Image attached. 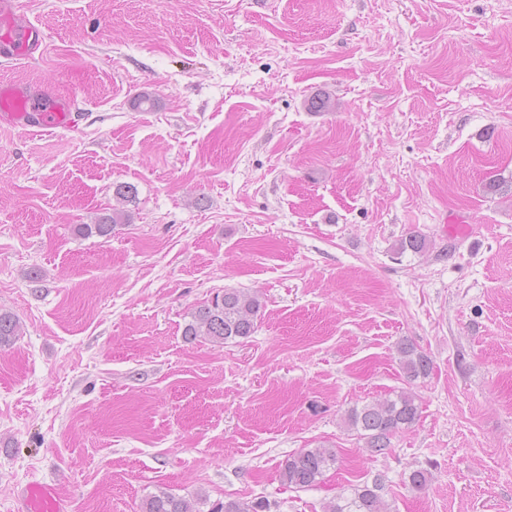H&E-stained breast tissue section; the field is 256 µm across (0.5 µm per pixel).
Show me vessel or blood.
Returning a JSON list of instances; mask_svg holds the SVG:
<instances>
[{"instance_id": "obj_1", "label": "vessel or blood", "mask_w": 512, "mask_h": 512, "mask_svg": "<svg viewBox=\"0 0 512 512\" xmlns=\"http://www.w3.org/2000/svg\"><path fill=\"white\" fill-rule=\"evenodd\" d=\"M0 57L31 58L46 43L43 30L17 10L16 0H0ZM77 112L73 96L43 83L0 82V127L69 129ZM19 512H63L62 500L48 483L25 486Z\"/></svg>"}]
</instances>
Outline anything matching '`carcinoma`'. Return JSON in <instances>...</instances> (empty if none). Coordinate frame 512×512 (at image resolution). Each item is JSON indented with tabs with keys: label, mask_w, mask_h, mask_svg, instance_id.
Returning <instances> with one entry per match:
<instances>
[{
	"label": "carcinoma",
	"mask_w": 512,
	"mask_h": 512,
	"mask_svg": "<svg viewBox=\"0 0 512 512\" xmlns=\"http://www.w3.org/2000/svg\"><path fill=\"white\" fill-rule=\"evenodd\" d=\"M135 186L128 183L115 185L110 212L96 218L92 224L76 225L81 236L108 237L118 224L127 218L126 205L135 197ZM263 308L261 296L256 292L226 288L199 305L190 313L183 335L188 340L203 338L213 344L247 338L257 327ZM21 331L17 314L0 310V349L10 346ZM399 363L410 380L426 378L432 371L431 359L413 343L403 341L396 347ZM419 417L416 395L400 391L393 399H377L360 407H353L345 415V424L363 440L364 447L373 454H382L390 446V437L411 427ZM336 463V451L324 446L303 449L289 455L279 465L281 482L302 489L317 484ZM380 479L372 485L356 486L348 495L326 502L323 512H390ZM207 497L185 498L166 490L148 495L142 502L141 512H200L199 505ZM209 512H270V503L262 497L219 501Z\"/></svg>",
	"instance_id": "obj_1"
}]
</instances>
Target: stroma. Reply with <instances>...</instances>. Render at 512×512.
Masks as SVG:
<instances>
[{
	"mask_svg": "<svg viewBox=\"0 0 512 512\" xmlns=\"http://www.w3.org/2000/svg\"><path fill=\"white\" fill-rule=\"evenodd\" d=\"M19 2L46 46L0 81L80 110L0 129V309L23 324L0 350V512L32 482L71 512L161 488L322 512L376 479L392 512H512V0ZM120 183L128 223L77 235ZM411 234L426 251L396 253ZM227 288L261 293L253 335L186 340ZM401 390L420 416L370 454L345 414ZM319 446L323 480L283 485ZM396 351L401 369L409 380L428 377L432 371L431 359L409 341L400 342ZM336 463V451L324 446L302 449L288 455L279 465L281 482L302 489L317 484Z\"/></svg>",
	"mask_w": 512,
	"mask_h": 512,
	"instance_id": "1",
	"label": "stroma"
}]
</instances>
